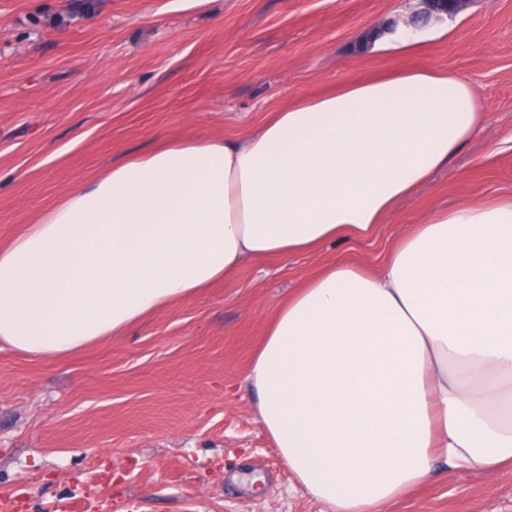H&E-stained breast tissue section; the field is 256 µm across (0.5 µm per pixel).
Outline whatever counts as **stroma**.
I'll use <instances>...</instances> for the list:
<instances>
[{
    "instance_id": "obj_1",
    "label": "stroma",
    "mask_w": 512,
    "mask_h": 512,
    "mask_svg": "<svg viewBox=\"0 0 512 512\" xmlns=\"http://www.w3.org/2000/svg\"><path fill=\"white\" fill-rule=\"evenodd\" d=\"M420 0H0V246L113 164L224 140L351 79L469 80L486 129L369 236L260 258L63 358L0 348V512H326L247 380L277 305L325 264L375 270L436 206L512 193V0H465L372 51ZM262 483L250 485L252 475ZM390 512H512V471L446 470Z\"/></svg>"
}]
</instances>
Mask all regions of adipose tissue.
Instances as JSON below:
<instances>
[{
  "label": "adipose tissue",
  "instance_id": "1",
  "mask_svg": "<svg viewBox=\"0 0 512 512\" xmlns=\"http://www.w3.org/2000/svg\"><path fill=\"white\" fill-rule=\"evenodd\" d=\"M486 111L454 73L400 70L116 165L0 248V345L63 357L251 260L367 235ZM247 379L330 512H387L440 466L512 469V194L432 210L378 271L321 268L278 305Z\"/></svg>",
  "mask_w": 512,
  "mask_h": 512
}]
</instances>
